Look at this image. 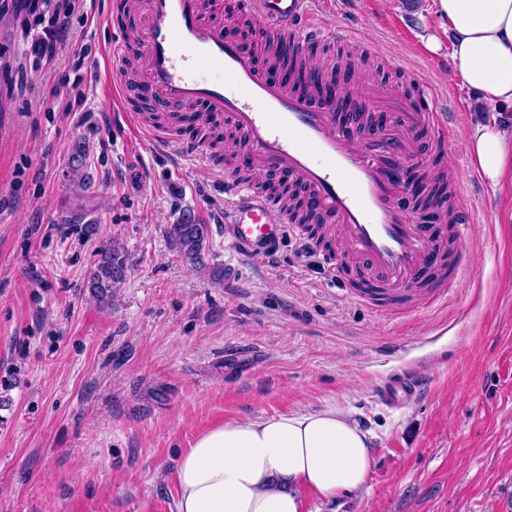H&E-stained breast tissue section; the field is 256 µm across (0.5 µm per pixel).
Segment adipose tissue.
<instances>
[{"instance_id":"obj_1","label":"adipose tissue","mask_w":512,"mask_h":512,"mask_svg":"<svg viewBox=\"0 0 512 512\" xmlns=\"http://www.w3.org/2000/svg\"><path fill=\"white\" fill-rule=\"evenodd\" d=\"M440 4L464 83L488 108L511 107L512 0ZM467 150L491 183L512 168V147L497 125H475ZM372 462L370 433L333 408L229 421L184 450L177 512H305L302 490L331 498L358 489Z\"/></svg>"}]
</instances>
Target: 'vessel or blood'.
Segmentation results:
<instances>
[{
  "label": "vessel or blood",
  "mask_w": 512,
  "mask_h": 512,
  "mask_svg": "<svg viewBox=\"0 0 512 512\" xmlns=\"http://www.w3.org/2000/svg\"><path fill=\"white\" fill-rule=\"evenodd\" d=\"M312 4L234 0L233 10L305 54L322 34ZM141 15V28L114 24L117 49L108 55L107 71L124 72L128 52L136 51V92L159 103L168 119L131 110L125 117L133 127L161 149L193 156L202 145L191 138L190 126L209 115L224 119L240 136L239 169L277 171L301 190L308 212L334 231L328 256L337 270L360 265L365 298L398 302L425 279L442 292L462 277L463 262L446 263L435 241L461 232L464 206H457L449 227L417 223L405 204L413 190L411 137L426 125L447 141L444 113L399 96L372 102L336 85L328 71L325 90L292 85L283 70L259 65L236 27L214 23L205 0H145ZM226 192L224 242L234 250L271 258L287 228L307 226L260 183L233 175ZM417 387L414 377L401 375L385 382L379 396L394 404Z\"/></svg>",
  "instance_id": "b4317fda"
}]
</instances>
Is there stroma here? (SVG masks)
<instances>
[{
	"label": "stroma",
	"mask_w": 512,
	"mask_h": 512,
	"mask_svg": "<svg viewBox=\"0 0 512 512\" xmlns=\"http://www.w3.org/2000/svg\"><path fill=\"white\" fill-rule=\"evenodd\" d=\"M112 2L84 0L36 72L0 13V512H176L197 434L330 407L372 433L373 463L359 489L303 491L309 512H512V174L490 185L466 147L477 122L512 129V109L453 72L439 0H332L321 21L343 36L315 49L448 118L447 145L419 132L415 172L440 159L459 186L467 268L389 310L296 234L271 263L225 248L238 136L205 168L131 132L107 104ZM188 215L207 227L196 266L169 235ZM111 241L133 269L100 303L88 276ZM400 373L419 393L382 403Z\"/></svg>",
	"instance_id": "stroma-1"
}]
</instances>
